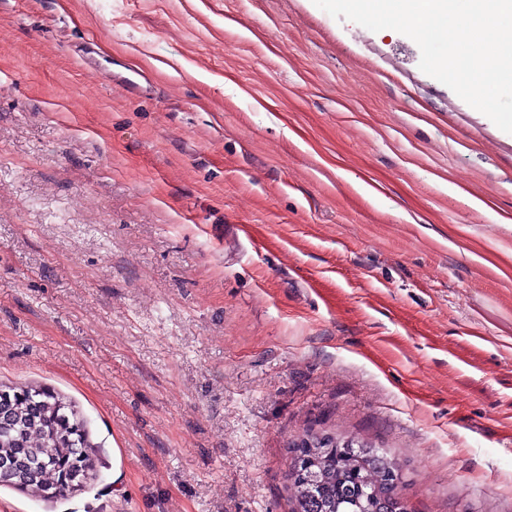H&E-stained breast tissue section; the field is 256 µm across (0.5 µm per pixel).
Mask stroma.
<instances>
[{"mask_svg": "<svg viewBox=\"0 0 512 512\" xmlns=\"http://www.w3.org/2000/svg\"><path fill=\"white\" fill-rule=\"evenodd\" d=\"M419 62L313 0H0V384L95 460L0 512H290L308 431L512 512V134Z\"/></svg>", "mask_w": 512, "mask_h": 512, "instance_id": "35a3bbf8", "label": "stroma"}]
</instances>
